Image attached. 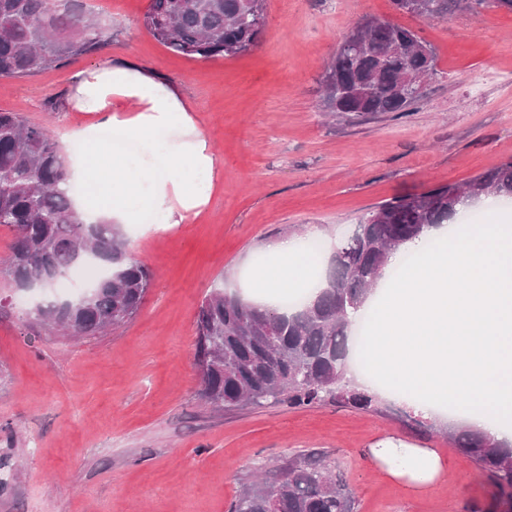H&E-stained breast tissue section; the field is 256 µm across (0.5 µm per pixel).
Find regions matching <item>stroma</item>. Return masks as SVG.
I'll return each instance as SVG.
<instances>
[{
    "instance_id": "stroma-1",
    "label": "stroma",
    "mask_w": 512,
    "mask_h": 512,
    "mask_svg": "<svg viewBox=\"0 0 512 512\" xmlns=\"http://www.w3.org/2000/svg\"><path fill=\"white\" fill-rule=\"evenodd\" d=\"M111 38L101 51L0 85V111L54 138L96 123L61 102L75 73L117 58L182 86L211 137L210 202L170 231L125 226L127 252L154 282L135 315L74 340L36 327L31 295L0 276V512H229L258 473L315 452L355 512H468L491 488L418 414L376 387L375 412L323 403L217 411L200 396L195 317L215 283L244 293L273 245L340 244L380 202L462 182L512 160V13L425 20L392 0H266L248 53L189 59L142 25L149 0H87ZM366 17L416 31L438 76L408 111L330 116L321 77L341 36ZM319 237H312L311 227ZM435 449L441 476L413 491L369 449Z\"/></svg>"
}]
</instances>
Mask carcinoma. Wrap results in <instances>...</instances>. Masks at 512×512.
Wrapping results in <instances>:
<instances>
[{
	"mask_svg": "<svg viewBox=\"0 0 512 512\" xmlns=\"http://www.w3.org/2000/svg\"><path fill=\"white\" fill-rule=\"evenodd\" d=\"M421 13L445 17L461 10H507L512 0H419ZM265 0H150L142 25L172 52L209 59L251 51L264 30ZM365 35L362 48L341 45L322 80L324 110L342 114L404 112L420 100L410 74L438 75L434 49L413 30L366 17L343 39ZM107 29L84 0H0V84L59 66L100 50ZM68 170L58 142L15 112L0 111V226L13 232L6 276L22 290H50L74 267L94 260L108 273L75 298L46 297L33 310L37 324L72 337L97 336L128 322L140 309L154 275L127 256L121 229L88 223L60 190ZM512 197V161L470 179ZM464 197L458 184L385 201L353 228L336 249L327 285L295 311L260 308L213 286L196 314L197 356L208 364L201 397L218 409L286 403L307 407L326 400L363 411L376 397L346 379L351 312L381 278L389 255L429 228L448 223ZM448 439L495 487L473 512H512V445L469 427ZM231 512H354L340 478L312 454L292 457L279 474L247 486Z\"/></svg>",
	"mask_w": 512,
	"mask_h": 512,
	"instance_id": "obj_1",
	"label": "carcinoma"
}]
</instances>
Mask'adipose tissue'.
Here are the masks:
<instances>
[{"label": "adipose tissue", "instance_id": "ef3b65f1", "mask_svg": "<svg viewBox=\"0 0 512 512\" xmlns=\"http://www.w3.org/2000/svg\"><path fill=\"white\" fill-rule=\"evenodd\" d=\"M65 108L100 118L98 128L64 136L71 174L87 190L75 201L82 215L137 224L142 208L133 201L141 198L172 225L204 209L207 194L183 174L213 172L216 156L178 85L139 62L109 61L73 76ZM102 127L118 138L160 143L142 180L128 179L110 142L99 138ZM107 194L111 208H89V198ZM430 234L448 239V248L430 253L417 240L398 247L389 263L399 273L397 282H380L353 316L374 324L368 336L349 340L374 370L358 383L371 388L382 377L415 410L452 409L459 422L512 444V225L442 224ZM273 253L247 301L278 309L283 295L298 288L313 301L325 282L311 258L288 238ZM370 456L383 472L415 487L432 483L442 471L440 456L429 448L389 442Z\"/></svg>", "mask_w": 512, "mask_h": 512}]
</instances>
